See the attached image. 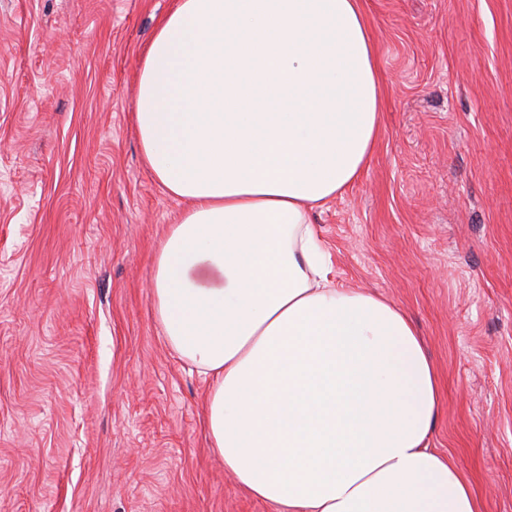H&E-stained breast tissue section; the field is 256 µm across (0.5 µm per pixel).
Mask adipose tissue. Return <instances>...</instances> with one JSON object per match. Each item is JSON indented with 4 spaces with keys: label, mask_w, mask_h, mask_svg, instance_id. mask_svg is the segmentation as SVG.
I'll list each match as a JSON object with an SVG mask.
<instances>
[{
    "label": "adipose tissue",
    "mask_w": 512,
    "mask_h": 512,
    "mask_svg": "<svg viewBox=\"0 0 512 512\" xmlns=\"http://www.w3.org/2000/svg\"><path fill=\"white\" fill-rule=\"evenodd\" d=\"M380 74L360 0H174L141 62L142 157L186 202L152 308L208 383V445L277 512H480L430 448L435 370L391 300L338 288L309 211L363 172Z\"/></svg>",
    "instance_id": "adipose-tissue-1"
}]
</instances>
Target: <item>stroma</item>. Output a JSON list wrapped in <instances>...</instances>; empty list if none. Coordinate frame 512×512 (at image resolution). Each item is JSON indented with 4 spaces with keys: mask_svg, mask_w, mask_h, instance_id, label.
I'll return each instance as SVG.
<instances>
[{
    "mask_svg": "<svg viewBox=\"0 0 512 512\" xmlns=\"http://www.w3.org/2000/svg\"><path fill=\"white\" fill-rule=\"evenodd\" d=\"M172 0H0V512H275L211 451L154 258L185 204L141 159L143 51ZM380 133L311 214L337 286L411 318L431 445L512 512V0H361Z\"/></svg>",
    "mask_w": 512,
    "mask_h": 512,
    "instance_id": "35a3bbf8",
    "label": "stroma"
}]
</instances>
